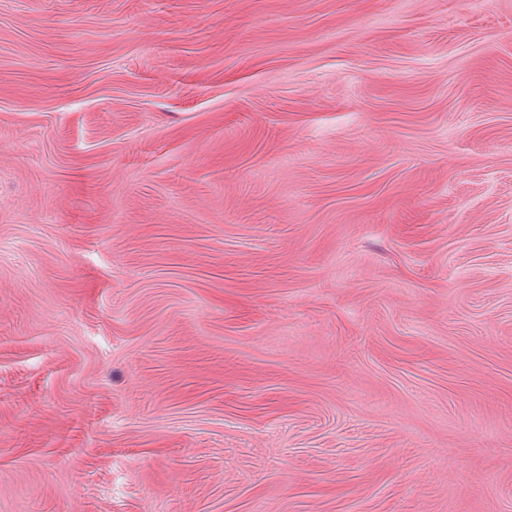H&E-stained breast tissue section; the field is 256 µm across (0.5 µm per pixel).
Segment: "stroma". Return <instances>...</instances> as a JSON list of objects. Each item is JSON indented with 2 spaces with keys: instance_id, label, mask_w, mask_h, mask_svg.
Segmentation results:
<instances>
[{
  "instance_id": "stroma-1",
  "label": "stroma",
  "mask_w": 512,
  "mask_h": 512,
  "mask_svg": "<svg viewBox=\"0 0 512 512\" xmlns=\"http://www.w3.org/2000/svg\"><path fill=\"white\" fill-rule=\"evenodd\" d=\"M0 512H512V0H0Z\"/></svg>"
}]
</instances>
